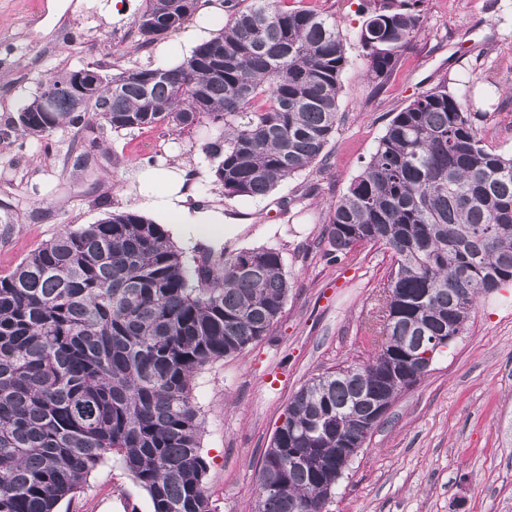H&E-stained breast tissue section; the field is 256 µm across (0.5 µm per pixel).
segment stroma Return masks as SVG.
Instances as JSON below:
<instances>
[{"label": "stroma", "mask_w": 512, "mask_h": 512, "mask_svg": "<svg viewBox=\"0 0 512 512\" xmlns=\"http://www.w3.org/2000/svg\"><path fill=\"white\" fill-rule=\"evenodd\" d=\"M0 0V276L66 224L132 211L148 157L181 164L190 202L222 207L244 231L233 249L275 247L290 282L270 334L197 377L202 455L215 512H255L257 473L291 397L310 378L375 353L367 330L391 263L363 245L340 262L325 252L329 207L348 190L396 112L447 81L490 80L502 90L476 115L485 146L512 153V0H421L423 24L383 87L366 75L359 33L368 0H289L335 17L350 65L340 121L317 162L269 196L228 197L213 182L199 133H90L64 126L49 139L22 138L18 108L46 74L89 60L109 64L142 0L118 19L108 0ZM97 139L88 151L89 139ZM90 152L85 167L75 156ZM326 512H512V284L480 297L466 331L402 391L352 460ZM68 512H151L149 498L116 461L101 466Z\"/></svg>", "instance_id": "stroma-1"}]
</instances>
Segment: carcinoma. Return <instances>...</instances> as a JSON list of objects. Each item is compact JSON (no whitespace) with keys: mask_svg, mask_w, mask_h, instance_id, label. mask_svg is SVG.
Listing matches in <instances>:
<instances>
[{"mask_svg":"<svg viewBox=\"0 0 512 512\" xmlns=\"http://www.w3.org/2000/svg\"><path fill=\"white\" fill-rule=\"evenodd\" d=\"M199 0H143L130 36L146 48L180 29ZM418 2L373 0L359 42L382 86L421 28ZM230 18L174 68L115 52L82 112L42 93L16 112L27 138L61 126L114 132L207 129L202 146L229 197H264L317 160L340 119L349 65L336 19L287 0H231ZM469 90L439 82L396 113L364 170L331 208L322 240L344 259L391 254L374 335L426 328L461 336L481 295L512 282V154L483 144ZM273 247L198 249L187 259L163 225L136 212L67 224L0 276V512H59L116 459L152 512H214L194 396L204 367L269 335L288 297ZM400 315L384 338V309ZM423 377L377 351L319 374L291 398L257 479V512H321V496L363 444L371 395L386 405ZM306 456L288 468V449Z\"/></svg>","mask_w":512,"mask_h":512,"instance_id":"cac0c4a2","label":"carcinoma"}]
</instances>
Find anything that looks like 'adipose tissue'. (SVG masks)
<instances>
[{
    "instance_id": "obj_1",
    "label": "adipose tissue",
    "mask_w": 512,
    "mask_h": 512,
    "mask_svg": "<svg viewBox=\"0 0 512 512\" xmlns=\"http://www.w3.org/2000/svg\"><path fill=\"white\" fill-rule=\"evenodd\" d=\"M143 181L145 189L140 194L139 208L167 221L173 238L224 242L240 232V225L226 223L223 209L201 202L188 204L185 169L172 166L150 170Z\"/></svg>"
}]
</instances>
